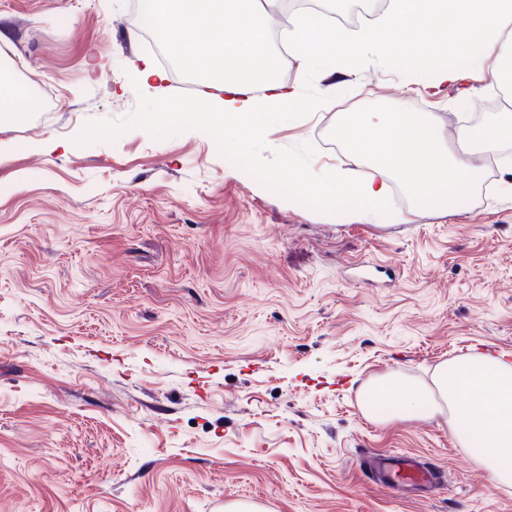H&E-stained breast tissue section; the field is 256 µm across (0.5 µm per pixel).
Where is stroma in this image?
Segmentation results:
<instances>
[{
  "mask_svg": "<svg viewBox=\"0 0 512 512\" xmlns=\"http://www.w3.org/2000/svg\"><path fill=\"white\" fill-rule=\"evenodd\" d=\"M131 0H0V61L48 77L41 111L0 115V506L7 512H512L443 418L375 416L362 391L396 372L512 357V192L490 170L437 211L394 188L392 212L349 221L287 199L205 133L130 129L77 143L137 106L132 62L157 55ZM280 75L326 109L271 127L316 171L368 179L328 133L340 112L437 113L447 142L512 101L492 78L426 95L401 64ZM374 284L357 281L363 262ZM414 453L442 470L392 493L365 462Z\"/></svg>",
  "mask_w": 512,
  "mask_h": 512,
  "instance_id": "stroma-1",
  "label": "stroma"
}]
</instances>
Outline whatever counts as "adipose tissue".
Returning <instances> with one entry per match:
<instances>
[{"label": "adipose tissue", "instance_id": "adipose-tissue-1", "mask_svg": "<svg viewBox=\"0 0 512 512\" xmlns=\"http://www.w3.org/2000/svg\"><path fill=\"white\" fill-rule=\"evenodd\" d=\"M277 0H139L144 22L162 32L177 61L207 81L224 85V95L204 94L198 124L220 134L237 135L247 148L274 121L300 112H318L324 99L303 95L280 76L269 51L268 14ZM427 37L411 47L409 36ZM288 47L312 71L345 63L377 67L399 58L411 78H426V89L438 95L462 80V72L442 64L445 52L480 66L496 60L493 80L512 87V0H390L379 22L347 31L307 18L287 33ZM434 384L445 401L449 425L460 443L482 441L480 463L495 483L512 485V361L477 354L442 364ZM428 389L393 373L364 391L366 406L388 404L392 414L436 415Z\"/></svg>", "mask_w": 512, "mask_h": 512}]
</instances>
